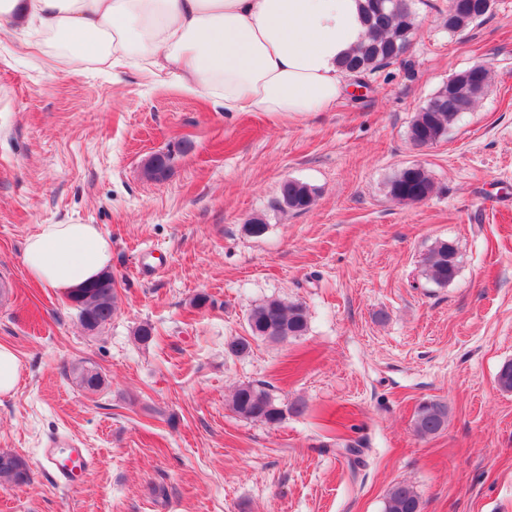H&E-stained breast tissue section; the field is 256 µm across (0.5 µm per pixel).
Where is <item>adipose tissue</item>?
Masks as SVG:
<instances>
[{
	"label": "adipose tissue",
	"mask_w": 512,
	"mask_h": 512,
	"mask_svg": "<svg viewBox=\"0 0 512 512\" xmlns=\"http://www.w3.org/2000/svg\"><path fill=\"white\" fill-rule=\"evenodd\" d=\"M363 0H0V29L71 67L108 63L171 76L228 112H327L347 89L343 58L366 34ZM28 277L69 295L112 265L92 224H43Z\"/></svg>",
	"instance_id": "1"
}]
</instances>
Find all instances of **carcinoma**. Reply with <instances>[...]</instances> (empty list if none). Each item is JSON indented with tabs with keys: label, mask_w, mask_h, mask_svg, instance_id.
<instances>
[{
	"label": "carcinoma",
	"mask_w": 512,
	"mask_h": 512,
	"mask_svg": "<svg viewBox=\"0 0 512 512\" xmlns=\"http://www.w3.org/2000/svg\"><path fill=\"white\" fill-rule=\"evenodd\" d=\"M375 0H364L367 22L365 40L356 46L344 61L348 75L359 78L368 72L389 65L406 50L415 29L409 0H401L399 7H374ZM495 0H448V22L445 27L450 34L465 31L474 22L484 18L493 10ZM469 67L459 72L454 89L440 88L415 115L409 130V138L416 146L434 144L442 139L461 113L470 110L486 92L490 72L477 71L475 86L468 73ZM171 157L167 154L152 156L145 165L149 178L161 180L170 170ZM435 185L428 172L418 167L401 169L389 183L390 197L400 203H418L429 198ZM314 200V190L298 180H286L280 187V204L295 210H308ZM460 259L455 245L449 241H438L424 259L426 279L438 286L451 283L459 271ZM117 294L112 275L104 274L87 285L82 291L69 297L79 310L78 318L83 328L94 332L112 321L116 311ZM248 335L239 336L228 344L236 357L248 355L256 341L284 342L304 335L308 330V315L300 304H286L277 298L268 299L255 306L247 318ZM80 387L96 391L102 384L98 372L82 368L76 376ZM496 384L503 392H512V361L504 363L496 375ZM232 410L240 417L252 422L274 426L286 413L301 414L306 411L302 403L289 406L278 402L270 390L262 385L243 384L231 397ZM448 423V407L440 401H426L419 405L415 431L424 437L443 431ZM30 471L26 462L17 455L0 452V483L28 484ZM420 496L413 486L398 482L393 484L385 497L383 512H420Z\"/></svg>",
	"instance_id": "cac0c4a2"
}]
</instances>
